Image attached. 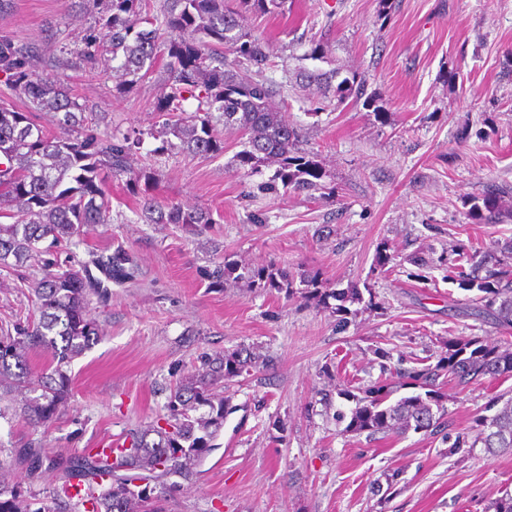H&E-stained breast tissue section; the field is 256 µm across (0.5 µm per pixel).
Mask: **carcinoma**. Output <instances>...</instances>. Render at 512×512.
<instances>
[{"mask_svg": "<svg viewBox=\"0 0 512 512\" xmlns=\"http://www.w3.org/2000/svg\"><path fill=\"white\" fill-rule=\"evenodd\" d=\"M145 0H101L102 10L84 29L75 50L84 71L107 75L123 90L142 80L157 59L168 57L170 92L158 103L165 116L161 130H133L120 137L95 132L92 113L79 103L71 89L33 69L42 57L36 42L0 34V73L5 84L31 111L21 112L7 101L0 103V267L37 266L40 275L27 282L34 302V318L17 319L0 329V417L12 410L32 424L52 421L72 394L68 367L98 341L99 330L91 316V296L104 297L108 289L87 266L61 263L57 251L92 224L108 222L111 201L103 189L101 172L126 175L132 187L150 180L145 170L135 171L130 159L144 143V135L172 134L180 147L200 157L224 152L211 113L220 112L224 123L248 135L238 155L239 168L249 174L277 165L275 179L298 192L322 189L324 172L301 148L297 129L282 118L260 81L244 79L228 68L226 55L243 59L256 72L267 65L261 40L245 27V13L253 5L266 11L281 8L284 0H165L162 21L141 15ZM365 81L344 80L334 93L342 101L364 95ZM201 100L204 112L190 124L174 118L185 94ZM54 113L55 130L41 126L36 111ZM512 188L492 186L483 195V207L472 212L478 221L495 223L512 215L502 209V196ZM141 215L148 224H188L206 227L211 215L179 203L142 201ZM115 281L133 278L131 254L117 247L94 262ZM212 282H245L261 288L292 292L293 279L284 271L239 267L226 261L209 273ZM458 288L476 291L475 315L501 328H512V242L499 249L492 267L479 261L470 271L459 272ZM47 352L43 370L33 371V357ZM260 357L246 348L204 353L200 366L171 390L162 420L127 433L130 447L87 448L61 465L63 481L53 492L54 505L35 506L5 475L21 470L37 478L46 458L45 449L32 445L13 448L9 461L0 460V512H153L158 498L190 482L202 459L212 450V440L224 424L228 398L216 387L257 369ZM448 373L460 388L484 377H512V344H487L478 338L448 340L433 367L399 375V386L416 393L394 401L388 384L373 385L356 398L345 431L403 433L410 429L448 437L447 410L436 380ZM492 416L476 419L475 442L490 454L512 452V397L497 395L487 409ZM135 476L149 478L146 492L131 484Z\"/></svg>", "mask_w": 512, "mask_h": 512, "instance_id": "obj_1", "label": "carcinoma"}]
</instances>
